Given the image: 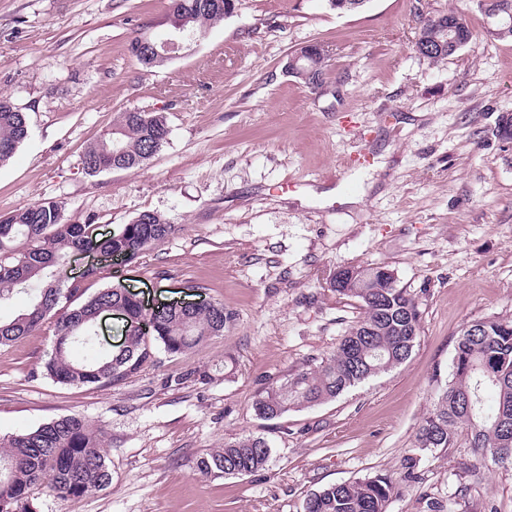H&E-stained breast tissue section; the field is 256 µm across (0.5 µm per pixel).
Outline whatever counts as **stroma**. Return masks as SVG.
Here are the masks:
<instances>
[{"label":"stroma","instance_id":"35a3bbf8","mask_svg":"<svg viewBox=\"0 0 512 512\" xmlns=\"http://www.w3.org/2000/svg\"><path fill=\"white\" fill-rule=\"evenodd\" d=\"M463 11L471 43L434 63L422 17ZM168 0H0V95L28 139L0 164V215L54 200L67 220L119 230L145 211L175 231L114 278L147 304L221 302L224 334L185 355L158 351L107 387L42 373L52 321L0 346V439L77 414L104 436L112 483L73 503L35 490L30 512H303L322 487L392 476L387 512H512V468L478 461L465 437L416 449L448 381L458 332L512 319V40L488 34L474 0H239L233 15L164 65L137 37L168 30ZM328 46L324 84L285 69ZM125 110L161 112L168 142L144 167L87 175L85 148ZM384 265L422 312L411 356L335 400L259 419L257 394L328 357L363 315L330 279ZM264 438L263 469L204 477L195 462Z\"/></svg>","mask_w":512,"mask_h":512}]
</instances>
